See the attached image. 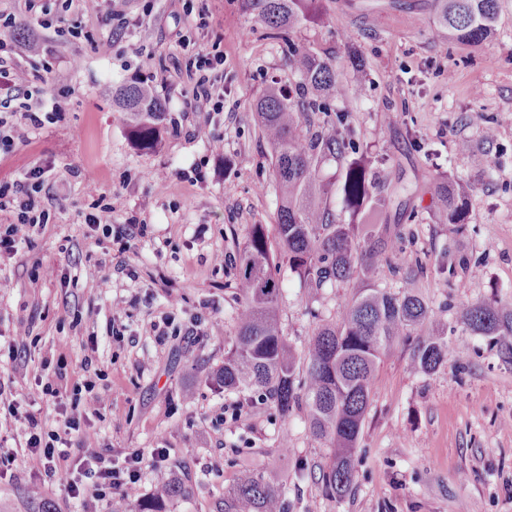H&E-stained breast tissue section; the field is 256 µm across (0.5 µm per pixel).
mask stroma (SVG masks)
I'll list each match as a JSON object with an SVG mask.
<instances>
[{"label": "stroma", "mask_w": 512, "mask_h": 512, "mask_svg": "<svg viewBox=\"0 0 512 512\" xmlns=\"http://www.w3.org/2000/svg\"><path fill=\"white\" fill-rule=\"evenodd\" d=\"M192 0H126L134 26L109 29L100 18L106 0H82L85 30L111 37L109 56L83 40L62 41L41 31L43 58L73 61L49 85L44 111L56 123L28 130L0 159V180L23 181L50 165L49 224L31 243L0 260V448L16 464L0 476V512H32L52 501L56 512H99L97 501L71 498L61 485L41 487L29 463L28 434L12 414L31 406L47 429L64 420L88 422L91 448L111 459L167 451L162 468H145L139 497L171 476L190 484L189 497L166 512H216L224 489L262 471L283 485L288 512H512V365L490 340L459 327L461 309L478 300L512 303V0H498L491 39L477 47L449 43L432 0H328L323 24L297 29L300 46H334L345 87L338 110L352 115L357 142L385 158L378 182L388 202L383 223L397 226L399 249L376 270L379 287L410 290L432 309V324L448 326V362L424 374L412 343L397 345L378 369L357 447L353 489L327 493L320 467L329 449L309 432L308 409L281 417L257 392L224 390L217 374L235 334L241 304L236 259L251 225L274 226L276 196L271 150L252 104L269 84H293L280 41L246 14L241 0H206V29L187 14ZM219 44L224 63L209 72L223 111L188 109L194 85L186 70L190 49ZM156 55L155 92L166 106L168 132L156 149L135 146L112 88L135 78L140 54ZM498 133L482 134L486 120ZM224 140L223 153L210 139ZM470 144L456 153L457 141ZM470 181L469 230L430 220L436 170ZM112 209V236L92 230L88 214ZM145 232L123 254L129 218ZM466 257L449 269V255ZM424 270L404 278L415 261ZM279 321L297 370L324 321L340 319L362 287L307 288L280 265ZM175 314L182 327L201 319L196 336L157 344L150 324ZM134 341H116L112 327ZM93 355L97 376L80 368ZM65 363L72 382L92 380V392L72 405L70 393L42 395L39 382ZM243 405L241 415L227 408Z\"/></svg>", "instance_id": "1"}]
</instances>
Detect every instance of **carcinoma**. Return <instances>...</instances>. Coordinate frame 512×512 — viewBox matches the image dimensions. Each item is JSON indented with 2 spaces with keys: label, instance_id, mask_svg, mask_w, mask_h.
I'll use <instances>...</instances> for the list:
<instances>
[{
  "label": "carcinoma",
  "instance_id": "carcinoma-1",
  "mask_svg": "<svg viewBox=\"0 0 512 512\" xmlns=\"http://www.w3.org/2000/svg\"><path fill=\"white\" fill-rule=\"evenodd\" d=\"M326 0H241L243 10L288 45V63L299 79L288 95L270 85L255 99L254 114L271 147L278 191L276 235L292 273L308 288L337 287L355 277L372 280L395 239L380 223L384 200L374 195L373 170L380 162L354 143L351 115L331 108L343 95L336 78V51L299 47L293 29L320 24ZM437 20L448 42L479 46L495 31L497 0H436ZM112 102L125 112L129 134L142 148L162 143L165 106L142 84L112 90ZM339 166V183L326 180V163ZM340 186L345 209L331 206ZM471 186L442 173L434 185L438 217L465 231L470 224ZM237 290L242 304L236 333L224 355L219 380L226 390L260 392L283 417L304 404L311 435L330 448L323 470L326 490L338 498L352 488L356 449L370 406L382 358L410 340L431 318L425 299L410 291L369 286L346 308L342 320L321 324L309 343L304 379L277 323L281 288L267 226L251 225L238 257ZM459 320L473 334L501 344L500 357L512 363V304L478 301ZM446 332L436 328L413 348L414 363L432 374L448 361ZM190 488L178 478L136 501L132 512H166L168 502ZM222 512H287L277 482L262 472L239 478L224 490Z\"/></svg>",
  "mask_w": 512,
  "mask_h": 512
}]
</instances>
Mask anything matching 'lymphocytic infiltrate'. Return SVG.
Listing matches in <instances>:
<instances>
[{"label": "lymphocytic infiltrate", "instance_id": "lymphocytic-infiltrate-1", "mask_svg": "<svg viewBox=\"0 0 512 512\" xmlns=\"http://www.w3.org/2000/svg\"><path fill=\"white\" fill-rule=\"evenodd\" d=\"M21 16L39 28H51L62 36L91 41L101 55H111L113 49L111 39L94 38L70 15L51 13L43 0H24V12L20 15L0 12V155L12 153L23 142V128H41L51 121V113L43 111L40 103L46 76L67 66L62 58L46 62L39 71L21 65V58L36 56L42 51L38 40L22 41L12 37L11 32ZM223 63L224 56L217 50H198L188 60V70L196 78L194 100L211 103L216 112L222 111L223 105L214 99L207 73ZM47 178V168L39 166L27 173L25 182H0V212L6 211L12 216L11 222L0 229V258L11 256L18 244L28 242L31 227L49 223L51 211L42 201ZM21 419L29 431L27 445L32 457L44 461L46 477L66 480L69 493L75 499L129 497L140 480L143 463L156 468L166 458L164 449L157 448L147 459L137 453L127 455L124 466L120 467L103 455L85 452L83 442L89 431L82 428L79 419L66 418L60 433L45 431L41 420L32 413H23ZM89 475L94 478L93 484L83 485V477Z\"/></svg>", "mask_w": 512, "mask_h": 512}]
</instances>
